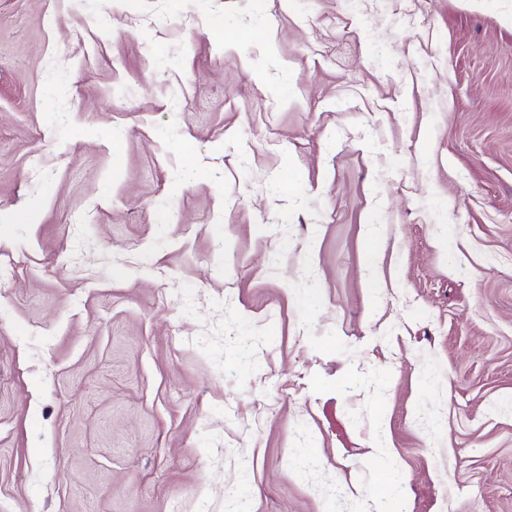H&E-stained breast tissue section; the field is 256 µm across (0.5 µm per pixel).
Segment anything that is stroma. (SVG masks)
Segmentation results:
<instances>
[{"label": "stroma", "instance_id": "35a3bbf8", "mask_svg": "<svg viewBox=\"0 0 512 512\" xmlns=\"http://www.w3.org/2000/svg\"><path fill=\"white\" fill-rule=\"evenodd\" d=\"M0 268V512H512V0H0Z\"/></svg>", "mask_w": 512, "mask_h": 512}]
</instances>
